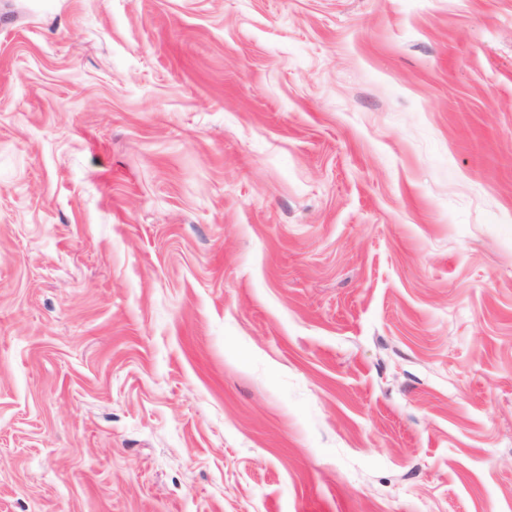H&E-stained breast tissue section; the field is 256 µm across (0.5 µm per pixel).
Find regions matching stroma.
I'll return each instance as SVG.
<instances>
[{"mask_svg":"<svg viewBox=\"0 0 512 512\" xmlns=\"http://www.w3.org/2000/svg\"><path fill=\"white\" fill-rule=\"evenodd\" d=\"M0 512H512V0H0Z\"/></svg>","mask_w":512,"mask_h":512,"instance_id":"stroma-1","label":"stroma"}]
</instances>
